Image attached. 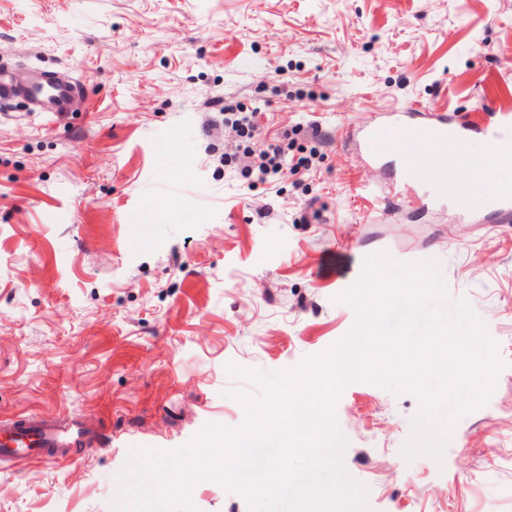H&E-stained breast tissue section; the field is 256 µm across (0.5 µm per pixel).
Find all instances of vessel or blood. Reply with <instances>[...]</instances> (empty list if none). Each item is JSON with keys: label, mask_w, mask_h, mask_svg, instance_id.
Listing matches in <instances>:
<instances>
[{"label": "vessel or blood", "mask_w": 512, "mask_h": 512, "mask_svg": "<svg viewBox=\"0 0 512 512\" xmlns=\"http://www.w3.org/2000/svg\"><path fill=\"white\" fill-rule=\"evenodd\" d=\"M76 83L47 77L30 96L43 111H66ZM360 151L369 159L395 162L401 178L422 187L415 202L448 201L466 213L512 215V117L505 115L480 127L457 122L443 113L403 107L356 134ZM483 140L475 150L474 140ZM455 166L481 167L488 184L449 183ZM96 428L74 416L29 414L0 423V460L65 464L75 461L78 448L103 446Z\"/></svg>", "instance_id": "vessel-or-blood-1"}]
</instances>
